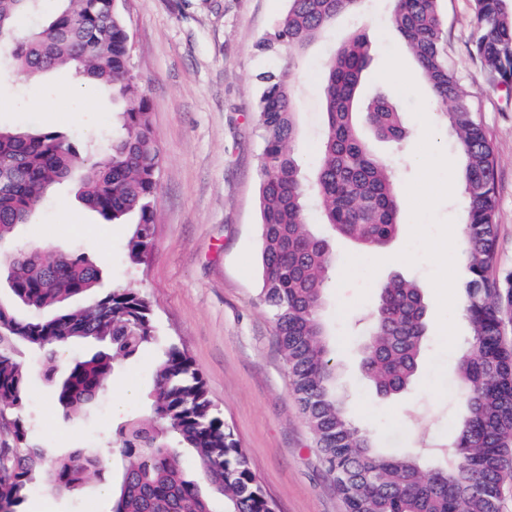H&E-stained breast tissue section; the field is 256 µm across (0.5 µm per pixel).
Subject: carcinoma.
Listing matches in <instances>:
<instances>
[{"instance_id": "cac0c4a2", "label": "carcinoma", "mask_w": 512, "mask_h": 512, "mask_svg": "<svg viewBox=\"0 0 512 512\" xmlns=\"http://www.w3.org/2000/svg\"><path fill=\"white\" fill-rule=\"evenodd\" d=\"M42 0H0V67L31 78L66 67L82 82L104 84L127 99L122 132L112 152L91 159L57 131L0 127V243L27 222L56 184L80 167L79 194L105 224L137 222L126 243L128 259L148 255L156 220L161 157L145 95L129 71L132 41L126 0H59L44 24L25 35L22 15L39 12ZM361 0H289L288 10L256 43L262 54L284 52L282 65L259 74L255 113L262 132L259 188L262 288L289 387L315 438L345 512H500L512 480V342L503 336V314L512 310V273L495 271L497 254L495 158L486 132L448 65L441 0H389L390 22L420 70L432 103L456 138L463 157L466 217L460 239L461 291L471 336L457 373L464 412L456 419L445 468L425 470L429 453L390 455L372 434L354 424L337 394L340 370L320 318L331 266L329 238L339 235L379 252L398 235L400 204L395 170L372 152L359 131L366 124L381 140L409 136L403 113L386 98H360L363 71L372 58L367 37L356 32L336 50L323 82L326 127L318 166L307 175L291 152L298 135L295 60L336 16ZM478 33L472 54L512 91V0H475ZM324 214L327 233L306 222L309 201ZM12 304L0 303V415L12 417L13 444L0 448V512H18L43 470L59 492L80 489L105 458L78 448L50 457L30 438L23 417L28 375L13 355L17 344L34 350L41 364L81 340L106 350L74 362L59 380L42 370L63 418L94 401L114 363L137 357L159 341L150 302L132 288L96 291L100 269L85 256L35 250L0 252ZM87 300L79 310L64 302ZM37 313L18 318L13 306ZM427 305L413 280L394 277L379 290L370 332L362 347L365 376L383 395L413 384L426 339ZM149 415L112 428V450L126 465L112 512H276L251 471L247 456L210 398L190 357L167 345L148 395ZM179 448L190 451L209 493L185 474Z\"/></svg>"}]
</instances>
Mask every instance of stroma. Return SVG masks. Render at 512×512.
Returning <instances> with one entry per match:
<instances>
[{
  "mask_svg": "<svg viewBox=\"0 0 512 512\" xmlns=\"http://www.w3.org/2000/svg\"><path fill=\"white\" fill-rule=\"evenodd\" d=\"M448 62L482 121L496 158V268L512 273V99L493 90L494 78L472 55L474 0H443ZM287 0H129L132 74L149 100L162 158L156 224L148 256L131 263L132 227L100 223L78 196L76 179L54 186L20 225L24 245L44 242L45 254H84L103 270L101 291L138 289L152 306L159 343L115 365L104 392L71 419H62L26 347L15 356L31 372L25 413L31 437L51 456L77 448L106 455L79 491H56L46 479L22 505L37 512H112L111 493L124 461L110 453L113 424L148 414L153 370L165 345L192 359L209 395L245 451L277 512H344L314 439L289 390L272 321L260 304L261 248L257 193L262 140L255 122L257 76L279 57L255 44L284 14ZM371 41L373 58L361 95H384L404 114L410 134L403 150L370 138L373 151L394 162L401 228L380 253L336 238L321 315L336 361L341 393L356 424L392 454L447 447L463 408L456 364L469 334L453 243L465 210L456 141L430 103L426 84L389 22L388 0H365L338 16L295 63L298 138L291 149L306 165L318 158L323 134L322 86L330 56L354 32ZM106 90L77 83L65 69L37 81L0 82V126L63 133L93 158L110 154L119 132L118 104L102 108ZM435 174L424 179L423 168ZM423 286L428 337L419 373L404 394H378L365 377L358 320L371 311L380 286L394 276Z\"/></svg>",
  "mask_w": 512,
  "mask_h": 512,
  "instance_id": "35a3bbf8",
  "label": "stroma"
}]
</instances>
